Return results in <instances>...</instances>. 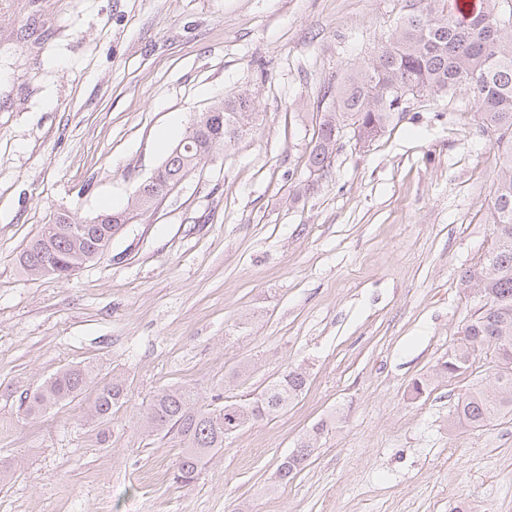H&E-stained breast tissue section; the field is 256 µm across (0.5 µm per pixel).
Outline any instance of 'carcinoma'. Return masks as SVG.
Wrapping results in <instances>:
<instances>
[{"label": "carcinoma", "instance_id": "1", "mask_svg": "<svg viewBox=\"0 0 512 512\" xmlns=\"http://www.w3.org/2000/svg\"><path fill=\"white\" fill-rule=\"evenodd\" d=\"M409 12L375 56L347 73L336 87L330 108L319 123L316 142L308 160L309 173L323 175L340 147L341 132L352 125L362 141H371L394 120L408 112L394 91L397 86L438 93L467 87L474 94L480 131L498 151L499 170L491 207L493 247L485 262L465 270L458 281L462 291L479 289L485 298L480 311L471 315L461 330L460 342L443 362L445 374L466 372L478 349L492 350L502 364L512 365V12L503 11L502 0H482L472 17L463 19L449 8L447 0H409ZM250 109L247 99L221 101L212 108L224 116L222 135L214 128L199 127L192 150L182 152L170 166V184L178 183L208 156L232 141L237 118ZM125 213L106 214L105 224H46L20 254V269L27 275L49 272L66 276L96 258L99 246L110 241ZM90 383L89 371L68 367L46 379L38 389L21 398L20 407L29 416L45 412L58 403L83 394ZM307 383L306 372L290 369L271 380L255 396L225 403L216 410L220 396L203 403L187 386L165 388L151 398L139 418L147 437L174 435L181 452L175 463L174 480L182 487L194 485L204 465L224 448V441L252 421L274 419L299 398ZM124 389L112 381L100 386L88 416L105 424L112 410L123 404ZM507 414L512 415V371H497L485 385L459 397L448 425L477 428ZM326 431L317 423L301 438L295 450L279 465L286 480L299 473L319 448Z\"/></svg>", "mask_w": 512, "mask_h": 512}]
</instances>
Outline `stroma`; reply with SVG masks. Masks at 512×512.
Returning <instances> with one entry per match:
<instances>
[{
  "label": "stroma",
  "instance_id": "1",
  "mask_svg": "<svg viewBox=\"0 0 512 512\" xmlns=\"http://www.w3.org/2000/svg\"><path fill=\"white\" fill-rule=\"evenodd\" d=\"M408 0H0V512H512V416L449 430L491 359L437 375L480 307L457 286L493 243L497 151L463 87L427 93L372 141L345 128L306 160L331 92ZM248 98L238 139L200 161L70 277L18 256L59 212L122 210L177 137ZM70 366L120 380L102 431L89 395L28 417L22 393ZM303 394L225 441L196 485L152 396L239 401L289 368ZM427 379L420 397L415 380ZM329 421L281 481L300 437ZM326 423L320 421L311 430L307 431L301 438L295 450L286 457L279 465V477L281 480H287L299 473L304 464L313 456L319 448V442L326 431Z\"/></svg>",
  "mask_w": 512,
  "mask_h": 512
}]
</instances>
